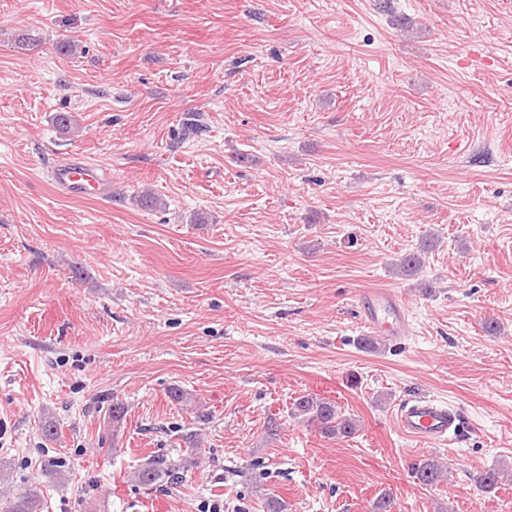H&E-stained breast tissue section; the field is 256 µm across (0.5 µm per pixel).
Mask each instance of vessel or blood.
<instances>
[{"label":"vessel or blood","instance_id":"1","mask_svg":"<svg viewBox=\"0 0 512 512\" xmlns=\"http://www.w3.org/2000/svg\"><path fill=\"white\" fill-rule=\"evenodd\" d=\"M45 176L55 192L72 199H108L110 175L99 164L80 153L56 160ZM360 318L371 332L394 339L405 336L408 323L401 298L393 292L370 291L359 300ZM394 422L406 437L427 445L446 444L462 425L456 409L434 399H415L399 406Z\"/></svg>","mask_w":512,"mask_h":512}]
</instances>
